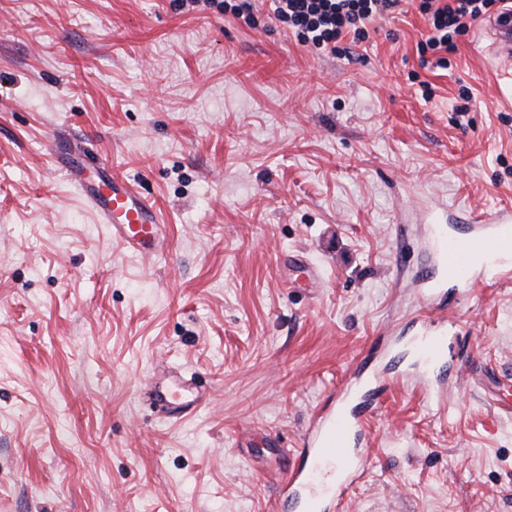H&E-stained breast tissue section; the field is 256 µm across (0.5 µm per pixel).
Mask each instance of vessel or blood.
Returning <instances> with one entry per match:
<instances>
[{
  "label": "vessel or blood",
  "mask_w": 512,
  "mask_h": 512,
  "mask_svg": "<svg viewBox=\"0 0 512 512\" xmlns=\"http://www.w3.org/2000/svg\"><path fill=\"white\" fill-rule=\"evenodd\" d=\"M491 27L497 57L512 74V23L495 21ZM90 163V157L80 150L61 155L70 183L100 223L111 226L114 239L138 256L163 254L164 216L156 202L108 167H100L96 179L87 178L84 170ZM433 248L439 260V287L457 288L486 276L510 277L512 269L502 266L501 259L512 255V212L498 213L490 224L469 225L461 236L441 231ZM419 351L428 364L446 357L448 336L441 319H431L419 338ZM152 386L155 404L170 419L189 416L207 401L205 391L179 372L154 378ZM356 393L348 382L336 389L332 400L315 413L288 466L279 497L294 503L297 512H327L332 501L343 500L348 487L365 474L368 457L359 446V437L366 428L363 419L347 409Z\"/></svg>",
  "instance_id": "obj_1"
}]
</instances>
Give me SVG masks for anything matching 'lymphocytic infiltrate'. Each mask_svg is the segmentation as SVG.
<instances>
[{"instance_id": "1", "label": "lymphocytic infiltrate", "mask_w": 512, "mask_h": 512, "mask_svg": "<svg viewBox=\"0 0 512 512\" xmlns=\"http://www.w3.org/2000/svg\"><path fill=\"white\" fill-rule=\"evenodd\" d=\"M277 20L299 41L319 52H335L344 41L359 42L374 24L416 6L427 17L430 32L418 44L419 54L432 55L439 68L459 37L484 19L496 0H271Z\"/></svg>"}]
</instances>
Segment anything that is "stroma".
<instances>
[{"label":"stroma","mask_w":512,"mask_h":512,"mask_svg":"<svg viewBox=\"0 0 512 512\" xmlns=\"http://www.w3.org/2000/svg\"><path fill=\"white\" fill-rule=\"evenodd\" d=\"M487 30L442 69L414 9L320 54L267 0L252 26L177 0H0V512H282L288 457L353 369H422L432 214L512 210ZM56 139L158 203L162 256L126 254ZM447 316V411L391 390L338 512H512L492 403L512 395V282ZM172 370L208 393L177 424L149 398Z\"/></svg>","instance_id":"35a3bbf8"}]
</instances>
